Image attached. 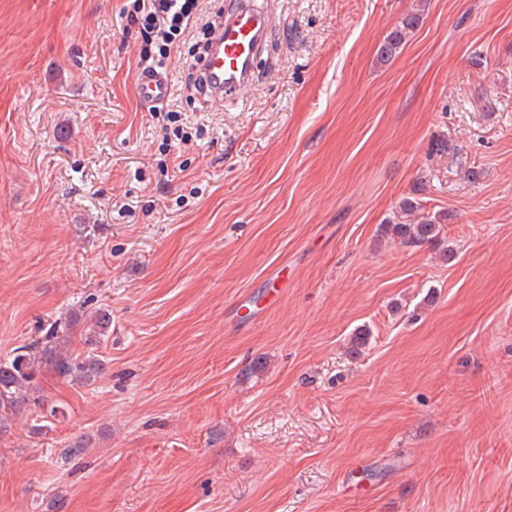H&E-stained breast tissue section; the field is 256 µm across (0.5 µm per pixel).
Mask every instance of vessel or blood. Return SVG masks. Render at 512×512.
Masks as SVG:
<instances>
[{"label": "vessel or blood", "instance_id": "b4317fda", "mask_svg": "<svg viewBox=\"0 0 512 512\" xmlns=\"http://www.w3.org/2000/svg\"><path fill=\"white\" fill-rule=\"evenodd\" d=\"M209 36L208 48L194 69L200 94L220 106L235 100L256 79L255 60L270 39L272 19L253 0H233ZM134 93L148 108L163 103L170 92L168 79L158 72L136 74Z\"/></svg>", "mask_w": 512, "mask_h": 512}]
</instances>
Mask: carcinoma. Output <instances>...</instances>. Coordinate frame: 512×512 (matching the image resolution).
Returning a JSON list of instances; mask_svg holds the SVG:
<instances>
[{
  "instance_id": "obj_1",
  "label": "carcinoma",
  "mask_w": 512,
  "mask_h": 512,
  "mask_svg": "<svg viewBox=\"0 0 512 512\" xmlns=\"http://www.w3.org/2000/svg\"><path fill=\"white\" fill-rule=\"evenodd\" d=\"M421 22L420 13H408L384 38L380 45V58L387 61L394 57L407 35ZM400 211L415 215L416 223L389 224L386 231L412 244H424L438 239L440 217L421 213V204L410 199L400 203ZM89 320L92 335L86 337V340L92 342L105 336L109 329L107 314L102 310L94 311L89 315ZM45 367L66 380L84 379L92 373L97 374L104 370V364L95 356L89 355L82 359L70 352L68 337L58 335L54 328L45 336L17 347L11 358L0 361V429L6 427L9 412L36 390V375Z\"/></svg>"
}]
</instances>
